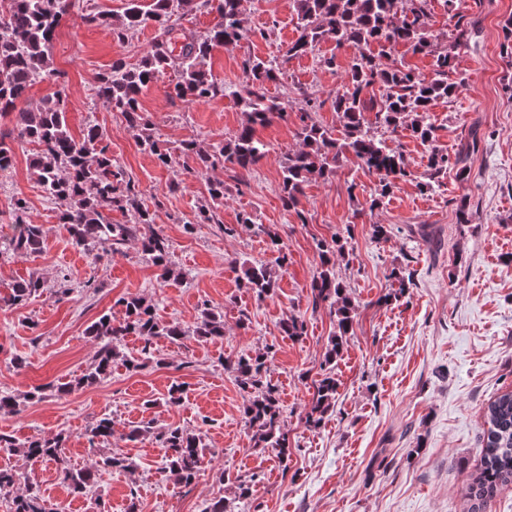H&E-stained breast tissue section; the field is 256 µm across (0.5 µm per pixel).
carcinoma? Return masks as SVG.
I'll return each instance as SVG.
<instances>
[{
  "mask_svg": "<svg viewBox=\"0 0 512 512\" xmlns=\"http://www.w3.org/2000/svg\"><path fill=\"white\" fill-rule=\"evenodd\" d=\"M431 0H294L299 33L282 59L265 60L250 57L242 62V81L226 87L217 81L207 67V58L217 45H235L249 36L240 10V0H128L123 15L112 16L96 9L83 15L85 23L105 26L119 41L126 33L139 27L151 26L157 33L154 49L129 64L118 58L96 76V99L102 106L125 116L128 126L139 132L140 145L157 164L174 173L183 168L196 173L207 172L220 165L248 172L267 154V145L256 138V129L272 124L288 114L290 100L268 94L267 86L276 82L289 59L306 55L323 41L332 39L336 47L352 44L364 48L355 56L346 72L343 84L329 99L342 121L341 136L315 122L311 110L317 108L306 92L298 91L302 112L298 137L299 149L287 155L282 166L279 194L283 207L295 210L305 186L313 180L336 173L337 168L353 158L359 166L377 178V186L368 210L378 208L393 193L397 184L412 176L403 153L386 148L371 133L365 112L374 111V124L391 133L400 128L431 145L427 155V177L419 182L421 190H430L448 173V154L434 146L438 126L431 119L430 109L438 99L456 95L463 81H451L448 73L455 69V49L468 38L467 25L458 16L454 42L440 45L431 31ZM73 6L72 0H10L9 7L0 9V116L12 114L17 138L33 144L37 151L30 159V171L48 198L57 208V221L64 225L73 244L94 253L99 259L112 255L114 246L136 238L142 252L161 270V278H178L173 268L172 243L153 229V213L144 206L141 192L123 168L114 162L107 134L91 127L77 139L70 133L67 120L68 96L64 88L33 104L28 93L40 79L57 77L53 67L52 42L55 33ZM207 7L216 12L218 21L204 38L177 28V19L188 12ZM404 44L414 54L433 57V77H417L412 70L387 62L389 51ZM378 46V51L371 46ZM175 74L168 85V95L184 102L210 101L229 96L241 106L246 120L232 138L217 147H203L194 139L184 140L172 151L164 147L151 133L149 116L142 111L140 98L148 87L167 72ZM385 93L373 95L375 85ZM476 140L461 147L456 154V180L464 184L470 178V156L477 151ZM211 203L201 205L186 227L215 221L214 206L224 200V182H208ZM112 211H132L133 225L113 224L108 218ZM9 223L15 227L10 241L12 251L21 256L40 253L45 247L43 226L28 217V203L14 198ZM320 268L310 284L313 306L327 304L334 309L336 333L330 339L325 364L341 356L353 329L356 305L346 286L336 276V259L344 256L345 246L335 239L332 244L318 245ZM244 286L257 297L270 296L277 286L275 269L266 264L245 270ZM43 293V281L29 277L16 282L0 303L18 306ZM124 308V318L112 319V314L100 315L87 328V334L99 340L100 346L92 366L80 376L55 387L58 393H70L96 383L112 367L118 356L117 343L135 334L145 346L164 338L179 342L187 331L177 322L162 321L153 305L137 296L118 300ZM284 335L300 340L306 335V325L299 316L281 324ZM199 338L224 337V315L209 307L202 310L194 330ZM272 347L255 356L224 358V369L232 372L240 390L247 394L243 419L252 434L255 446L269 449L281 463L290 457L288 433L281 428L282 410L276 387L266 379L267 362ZM47 387L37 386L18 397L0 393V411L17 413L21 406L46 396ZM336 379L329 372L314 381V393L305 425L320 426L327 413L335 407ZM485 449L482 466L469 487V497L475 500L473 512L492 497L497 488L512 482V392L492 401L486 412ZM156 435L167 448L166 468L177 482L189 486L197 478L206 457L199 435L180 425H171L154 433L150 425L131 430L127 440L137 441ZM89 442L111 444L112 417L95 420L88 431ZM68 434L60 431L51 437L32 438L24 443L6 432H0V451L19 453L32 463L52 462L74 496L82 495L94 481L98 468L130 470L129 458L112 450L101 456L91 467L75 469L65 456ZM221 478L236 486L237 499L245 502L251 496L256 476H233L222 472ZM14 492L11 512H62L52 507L39 488L25 480L13 467H0V492Z\"/></svg>",
  "mask_w": 512,
  "mask_h": 512,
  "instance_id": "cac0c4a2",
  "label": "carcinoma"
}]
</instances>
